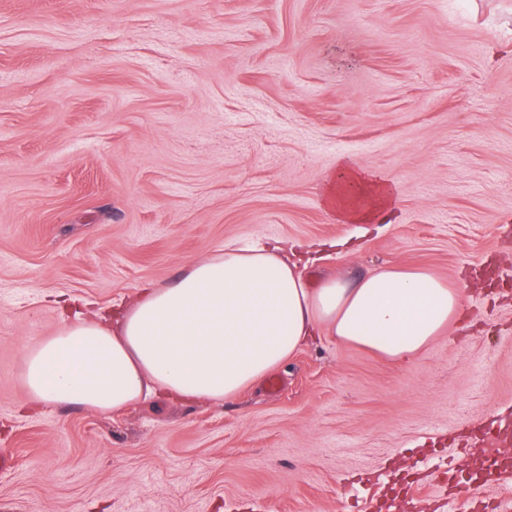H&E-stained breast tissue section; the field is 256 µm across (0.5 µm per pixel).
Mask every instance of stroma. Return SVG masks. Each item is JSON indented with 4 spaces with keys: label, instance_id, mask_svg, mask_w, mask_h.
Here are the masks:
<instances>
[{
    "label": "stroma",
    "instance_id": "obj_1",
    "mask_svg": "<svg viewBox=\"0 0 512 512\" xmlns=\"http://www.w3.org/2000/svg\"><path fill=\"white\" fill-rule=\"evenodd\" d=\"M344 159L392 223L340 224ZM351 238L326 274L466 289L395 361L321 332L215 406L22 401V353L225 242ZM512 0H0V512H512ZM395 190L386 181L343 160L326 179L324 199L341 224H374L389 216Z\"/></svg>",
    "mask_w": 512,
    "mask_h": 512
}]
</instances>
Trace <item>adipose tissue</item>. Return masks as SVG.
<instances>
[{
	"mask_svg": "<svg viewBox=\"0 0 512 512\" xmlns=\"http://www.w3.org/2000/svg\"><path fill=\"white\" fill-rule=\"evenodd\" d=\"M395 190L343 160L324 199L342 224L389 216ZM345 242H277L223 249L174 281L145 282L133 302L95 320L67 319L22 353L25 397L101 414L157 395L213 405L284 366L321 331L393 360L414 357L464 311V291L424 269L382 268L311 285L305 273Z\"/></svg>",
	"mask_w": 512,
	"mask_h": 512,
	"instance_id": "ef3b65f1",
	"label": "adipose tissue"
}]
</instances>
